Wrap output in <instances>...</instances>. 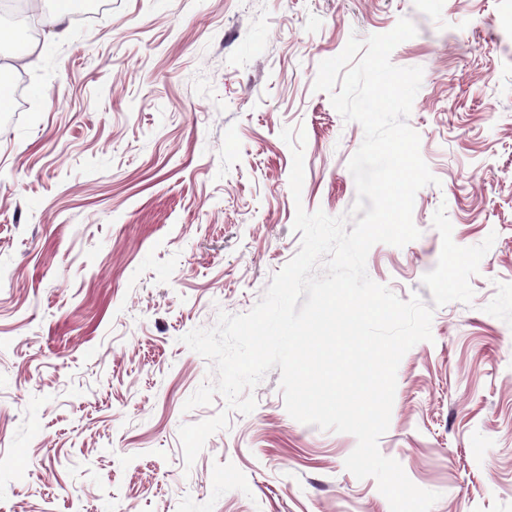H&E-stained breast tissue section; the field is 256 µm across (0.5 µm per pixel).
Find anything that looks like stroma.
<instances>
[{
  "label": "stroma",
  "instance_id": "stroma-1",
  "mask_svg": "<svg viewBox=\"0 0 512 512\" xmlns=\"http://www.w3.org/2000/svg\"><path fill=\"white\" fill-rule=\"evenodd\" d=\"M41 31L0 111V512H390L344 466L353 435L286 411L279 370L186 466L179 427L209 378L181 343L244 314L298 252L297 208L356 199L362 144L313 84L350 36L417 28L391 62L423 70L408 124L438 182L420 237L366 269L419 295L445 207L462 247L496 240L471 303L436 308L396 373L382 455L432 512H512V0H107ZM303 128L293 197L283 128Z\"/></svg>",
  "mask_w": 512,
  "mask_h": 512
}]
</instances>
